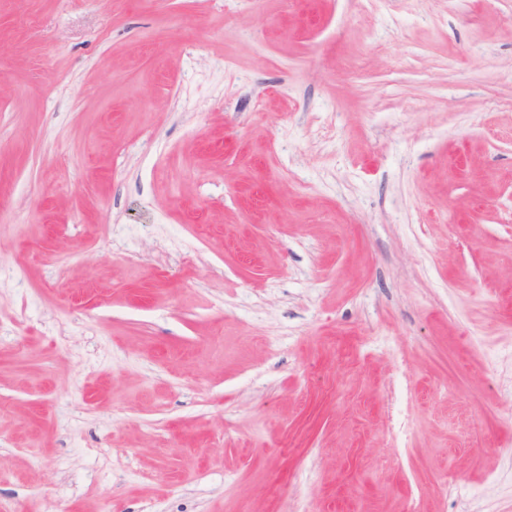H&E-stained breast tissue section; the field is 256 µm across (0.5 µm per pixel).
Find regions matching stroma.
<instances>
[{
	"mask_svg": "<svg viewBox=\"0 0 512 512\" xmlns=\"http://www.w3.org/2000/svg\"><path fill=\"white\" fill-rule=\"evenodd\" d=\"M512 512V0H0V512Z\"/></svg>",
	"mask_w": 512,
	"mask_h": 512,
	"instance_id": "35a3bbf8",
	"label": "stroma"
}]
</instances>
